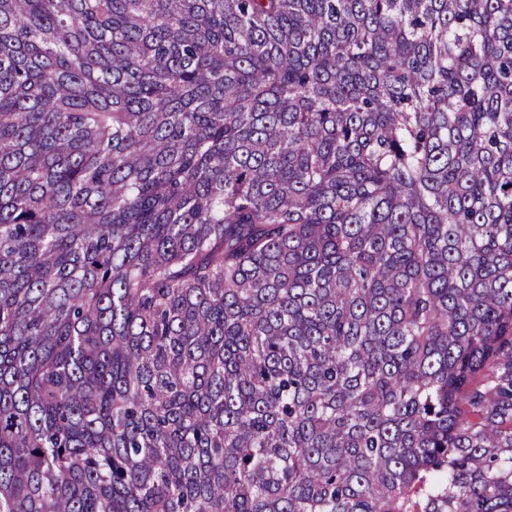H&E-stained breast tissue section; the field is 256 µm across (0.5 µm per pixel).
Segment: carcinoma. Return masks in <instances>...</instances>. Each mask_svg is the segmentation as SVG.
I'll use <instances>...</instances> for the list:
<instances>
[{
    "label": "carcinoma",
    "mask_w": 512,
    "mask_h": 512,
    "mask_svg": "<svg viewBox=\"0 0 512 512\" xmlns=\"http://www.w3.org/2000/svg\"><path fill=\"white\" fill-rule=\"evenodd\" d=\"M0 512H512V0H0Z\"/></svg>",
    "instance_id": "obj_1"
}]
</instances>
